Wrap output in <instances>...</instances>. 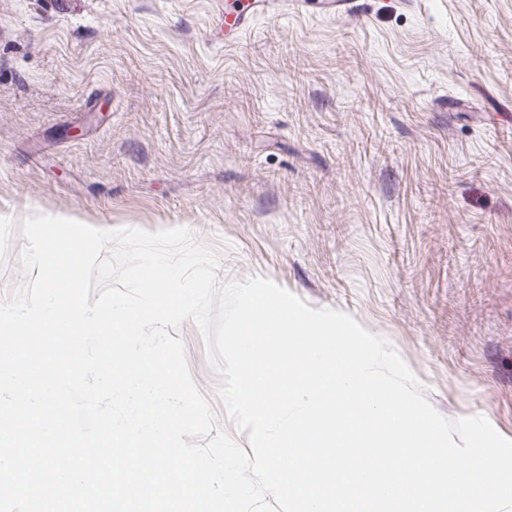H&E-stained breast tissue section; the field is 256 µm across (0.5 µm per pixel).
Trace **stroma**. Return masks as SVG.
I'll return each mask as SVG.
<instances>
[{
    "label": "stroma",
    "mask_w": 512,
    "mask_h": 512,
    "mask_svg": "<svg viewBox=\"0 0 512 512\" xmlns=\"http://www.w3.org/2000/svg\"><path fill=\"white\" fill-rule=\"evenodd\" d=\"M0 0V300L33 215L182 227L388 342L444 418L512 439V0ZM240 445L194 321L175 331ZM224 5L223 29L224 42L231 44L238 41L249 29L255 18L272 12L273 0H228Z\"/></svg>",
    "instance_id": "obj_1"
}]
</instances>
